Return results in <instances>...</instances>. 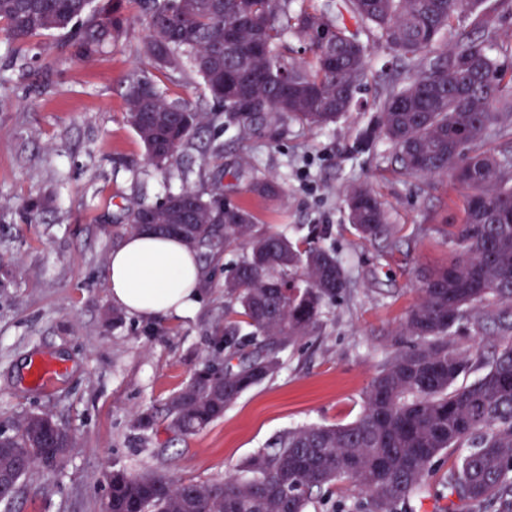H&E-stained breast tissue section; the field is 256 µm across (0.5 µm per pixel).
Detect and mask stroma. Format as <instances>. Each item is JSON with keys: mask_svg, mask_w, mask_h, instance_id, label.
<instances>
[{"mask_svg": "<svg viewBox=\"0 0 512 512\" xmlns=\"http://www.w3.org/2000/svg\"><path fill=\"white\" fill-rule=\"evenodd\" d=\"M123 13L125 33L88 64L66 50L35 63L0 37V268L8 273L0 288V428L48 411L73 437L57 467L22 480L13 512H101L103 476L112 467L212 482L296 427L355 421L420 299L421 274L447 264L454 251L448 229L463 221L461 191L449 179L400 175L383 141L353 151L389 79V57L366 28L358 37L372 64L352 112L324 129L291 120L245 138L213 111L193 69L172 74L143 54L148 29L138 0H123ZM142 70L168 99L206 113L196 147L164 169L147 162L126 121L124 82ZM240 171L277 180L283 197L250 194ZM358 185L383 201L391 238L357 236L345 195ZM184 188L228 196L260 228L292 240L323 235L352 288L327 310L320 330L282 352L276 375L246 391L223 419L171 446L164 430L141 437L130 420L163 406L212 353L217 327L236 317L224 277L247 248L201 256V306L185 318L126 314L113 323L106 269L128 233L129 214ZM34 200L45 209L32 223L27 206ZM40 360L61 365L62 373L35 383L31 366Z\"/></svg>", "mask_w": 512, "mask_h": 512, "instance_id": "stroma-1", "label": "stroma"}]
</instances>
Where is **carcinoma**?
<instances>
[{
    "mask_svg": "<svg viewBox=\"0 0 512 512\" xmlns=\"http://www.w3.org/2000/svg\"><path fill=\"white\" fill-rule=\"evenodd\" d=\"M122 0H0L6 39L44 53L31 39L62 34L79 61L126 30ZM148 18L144 54L177 72L190 65L213 100L243 130L291 117L324 128L355 105L368 76L366 47L344 23L288 0H143ZM479 0H346L350 18L369 25L398 62L376 118L355 149L381 138L392 147L398 172L446 177L461 189L464 222L451 232L455 249L444 267L421 274V298L402 323L394 350L373 377L359 419L307 425L276 438L253 456L241 477L181 482L162 474L112 469V500L102 512H309L329 501L339 483L359 491L336 512H400L426 498L439 464L458 453L438 497L512 512V99L503 96L505 70L485 40L456 25ZM452 44L438 50L447 35ZM293 38L311 53L298 60L278 51ZM126 120L147 161L164 168L193 142L202 113L166 99L142 71L125 81ZM496 141L499 150L487 148ZM248 191L275 198L282 185L253 178ZM350 223L372 242L390 234L383 203L367 187L346 197ZM184 225L189 248L213 246L224 225V249L243 241L247 254L224 277L239 321L213 337L214 352L164 404L165 430L183 441L224 417L239 397L277 373L280 353L319 327L327 308L350 288L336 249L313 235L297 244L256 229L253 214L230 200L214 207L192 189L138 208L129 230L144 222ZM493 329L485 372L459 385L472 358L454 336L468 325ZM250 328L241 335L243 327ZM25 414L0 444V497L16 498L14 484L61 449L37 438ZM156 414L136 413L134 430H155Z\"/></svg>",
    "mask_w": 512,
    "mask_h": 512,
    "instance_id": "cac0c4a2",
    "label": "carcinoma"
}]
</instances>
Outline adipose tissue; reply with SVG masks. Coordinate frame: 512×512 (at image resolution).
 I'll return each mask as SVG.
<instances>
[{"instance_id":"1","label":"adipose tissue","mask_w":512,"mask_h":512,"mask_svg":"<svg viewBox=\"0 0 512 512\" xmlns=\"http://www.w3.org/2000/svg\"><path fill=\"white\" fill-rule=\"evenodd\" d=\"M202 280L195 251L172 237L126 235L107 264L112 304L143 319L193 314Z\"/></svg>"}]
</instances>
